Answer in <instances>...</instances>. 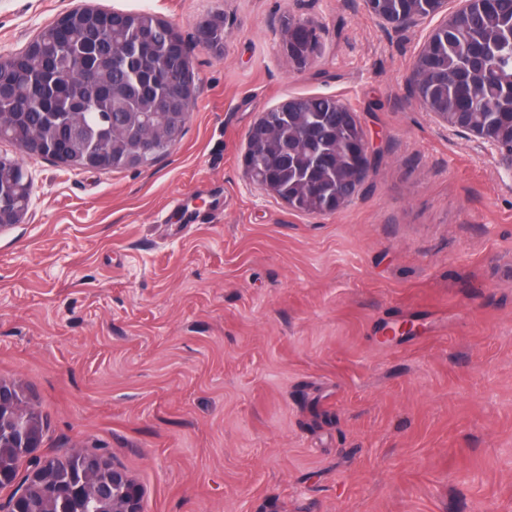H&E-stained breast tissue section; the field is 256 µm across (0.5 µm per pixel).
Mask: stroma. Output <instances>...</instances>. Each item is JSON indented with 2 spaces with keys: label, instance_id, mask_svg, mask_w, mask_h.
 <instances>
[{
  "label": "stroma",
  "instance_id": "1",
  "mask_svg": "<svg viewBox=\"0 0 512 512\" xmlns=\"http://www.w3.org/2000/svg\"><path fill=\"white\" fill-rule=\"evenodd\" d=\"M84 5L172 25L197 93L149 165L72 170L0 141L32 175L0 229V382L41 415L42 453L112 457L143 512H512V179L410 97L439 17L0 0V56ZM289 17L318 36L303 68ZM287 96L347 103L375 152L334 212L245 176L253 124ZM396 323L416 330L386 339ZM365 3L368 11L372 15L380 18L382 21L391 25L393 28L399 30H404L413 27L414 25H416L417 21L420 18L424 17L422 16V14H418L415 12H410L404 15L401 13L398 16H389L384 14L380 6L378 5V3H380V0H365ZM283 30L285 37V48L288 53L289 58L295 62L298 57L303 55L307 51V47L305 44H299L293 46L290 53L288 52V41L291 37V34L297 33L301 38L307 37L310 41L314 39V35L316 31L309 25L301 22L294 21L290 18L288 20H284L283 22Z\"/></svg>",
  "mask_w": 512,
  "mask_h": 512
}]
</instances>
